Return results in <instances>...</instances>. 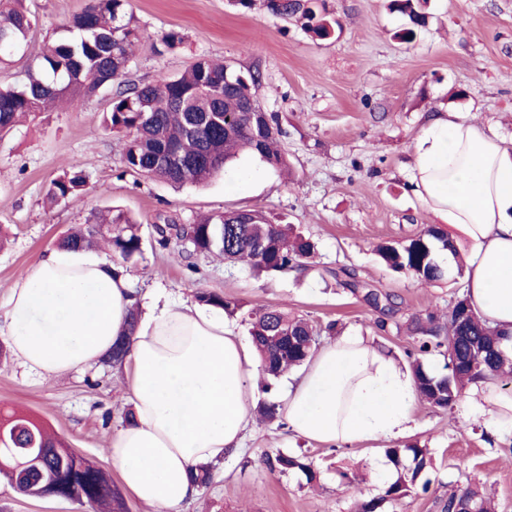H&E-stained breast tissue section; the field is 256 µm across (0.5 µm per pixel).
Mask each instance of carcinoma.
<instances>
[{"instance_id": "1", "label": "carcinoma", "mask_w": 512, "mask_h": 512, "mask_svg": "<svg viewBox=\"0 0 512 512\" xmlns=\"http://www.w3.org/2000/svg\"><path fill=\"white\" fill-rule=\"evenodd\" d=\"M23 0L0 5V57L19 53L36 19L21 7ZM276 16L293 21L319 39L335 32L338 21L319 0H265ZM129 0H90L68 21L69 36L46 46L19 84L0 85V135L13 128L23 114L42 112L60 98L82 99L103 86L112 90L109 109L103 113L104 126L126 136L122 161L125 167L149 179L177 187L202 186L224 171L226 164L246 153L274 168L288 166L279 145L281 131L272 113L247 111L250 105L262 109L252 92L259 83L256 73L243 74L202 56L190 68L175 76L162 74L153 83L123 80L131 48L139 39L131 25ZM393 10L408 15L414 25L424 14L413 0H393ZM87 177L81 171L65 170L54 179L48 197L55 203L69 201L84 190ZM158 243L171 239L186 241L187 252H218L224 259L244 262L257 273L268 275L304 266L315 252L312 239L295 232L291 224H274L254 210H236L207 217L194 224L156 227ZM113 256L128 263L143 254L139 225L124 213L105 224L93 223L83 232L64 236L59 246L68 249L91 247L100 237ZM457 257V248L440 227H429L402 244H382L381 261L394 271L404 272L423 284L442 280L444 269L437 252ZM336 284L363 299L382 315L378 326L398 311V303L359 279L355 271L331 272ZM200 303L234 313L238 301L211 292L197 295ZM251 339L263 365L265 391H271L288 370L301 366L318 344L319 332L310 321L291 316L276 307L251 315ZM138 310L129 312L128 335L119 337L103 357L114 366L127 359L136 330ZM406 328L416 338L418 358L411 362L419 396L430 405L450 409L473 382L512 374V334L491 326L471 307L467 298L458 299L448 310V319L433 313L413 316ZM438 353L448 361V373H429L421 358ZM397 477L384 495L362 499L358 512H381L386 502L405 497L417 485L427 464L428 449L419 444L385 449ZM40 476L23 494L86 503L100 512H127L120 490L109 474L93 461L77 455L65 440L44 423L23 414L0 413V476L13 482L17 459ZM273 471L302 474L313 485L319 471L306 455L277 452L266 457ZM444 512H496V505L476 487L448 496Z\"/></svg>"}]
</instances>
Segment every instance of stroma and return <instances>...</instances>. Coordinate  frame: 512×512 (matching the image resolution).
Masks as SVG:
<instances>
[{"mask_svg":"<svg viewBox=\"0 0 512 512\" xmlns=\"http://www.w3.org/2000/svg\"><path fill=\"white\" fill-rule=\"evenodd\" d=\"M89 0H26L37 23L25 56L0 64V83L24 80L45 44L64 37V26ZM341 24L319 40L270 13L256 0H130L141 40L126 80L152 82L186 70L207 56L242 72H256L255 92L265 112L280 120L290 172L244 155L202 187H173L127 171L123 142L102 117L110 88L84 101L21 120L0 137V305L15 279L37 258L57 249L63 235L93 223L95 214L119 209L140 225L143 255L114 260L137 293L162 283L173 298L196 303L200 292L239 300L228 316L240 336L249 334L248 310L268 306L306 317L318 328L358 331L407 361L415 341L405 329L414 314L447 315L465 293L456 264L440 254L449 275L425 285L385 267L376 254L383 242L401 243L433 222L411 192L408 165L413 140L432 114L451 111L478 124L496 123L512 136V0H430L414 40L396 37L406 16L388 0H326ZM175 32L181 44L162 38ZM78 167L85 192L68 202L46 198L51 181ZM260 210L286 218L316 243L311 270L275 276L215 254L186 256L185 245L162 247L161 219L192 224L233 210ZM346 267L381 292L395 295L400 311L378 329V312L362 296L337 286L331 270ZM327 277H320V270ZM125 367L102 362L62 377L23 374L8 340L0 335V410L27 414L60 434L78 455L112 471L108 445L132 405ZM415 428L404 443L428 448L421 474L428 488H414L384 512H443L449 493L487 488L499 512H512V437L491 438L467 419L461 405L415 407ZM385 443L326 447L297 437L283 421L260 422L244 448L215 465L209 485L181 512H355L359 498L384 494L372 469L385 458ZM306 454L320 471L315 485L298 473L270 470L266 455ZM349 482H342L340 472ZM0 512H92L89 505L18 495L0 479Z\"/></svg>","mask_w":512,"mask_h":512,"instance_id":"stroma-1","label":"stroma"}]
</instances>
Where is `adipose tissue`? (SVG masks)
<instances>
[{
	"label": "adipose tissue",
	"instance_id": "obj_1",
	"mask_svg": "<svg viewBox=\"0 0 512 512\" xmlns=\"http://www.w3.org/2000/svg\"><path fill=\"white\" fill-rule=\"evenodd\" d=\"M415 195L436 223L459 228L466 294L492 326L512 332V139L493 127L441 112L419 130L409 164ZM142 316L127 371L134 423L119 426L109 454L123 486L141 503L179 512L198 487L195 466L242 448L254 430L258 354L218 309L174 301L165 289L134 295L105 255L56 249L13 283L0 308L19 367L59 377L97 362ZM413 372L358 332L316 349L279 401L295 434L320 444L390 441L415 423ZM466 417L494 437L512 434V394L471 385Z\"/></svg>",
	"mask_w": 512,
	"mask_h": 512
}]
</instances>
